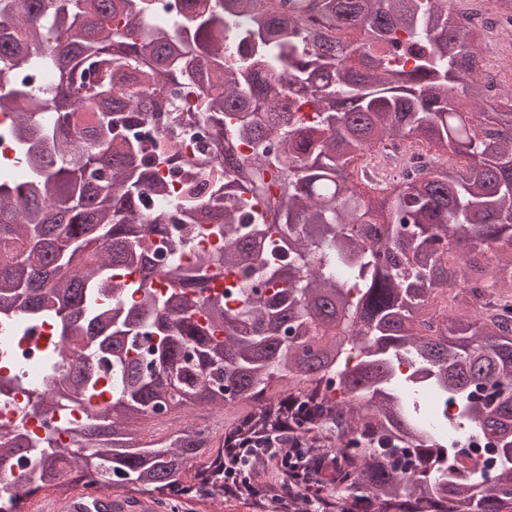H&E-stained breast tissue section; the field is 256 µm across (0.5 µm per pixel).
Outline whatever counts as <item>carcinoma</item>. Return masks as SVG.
<instances>
[{
  "label": "carcinoma",
  "mask_w": 512,
  "mask_h": 512,
  "mask_svg": "<svg viewBox=\"0 0 512 512\" xmlns=\"http://www.w3.org/2000/svg\"><path fill=\"white\" fill-rule=\"evenodd\" d=\"M266 2L184 0L173 31L145 28L152 0H0V109L15 115L25 170L0 182V316L54 313L112 356L118 384L71 447L1 434L0 465L30 464L26 495L80 484L302 512L283 489L324 459L311 487L322 512H512V91L481 111L493 85L469 16L447 0H315L321 31ZM493 2L486 33L512 16V0ZM36 66L50 88L11 84V69ZM171 83L196 89L171 111L203 114L216 150L175 153L155 103ZM146 121L162 128L149 147L132 132ZM407 138L467 163L361 197L352 159ZM242 143L252 156L235 163ZM163 159L209 169V193L186 183L179 210L220 246L160 270L147 240L165 219L142 222L141 203L166 185ZM221 266L258 279L238 307L212 292ZM130 269L138 280L118 279ZM145 323L151 347L133 355ZM67 357L63 389L30 414L97 392L95 357ZM239 403L219 437L188 420L144 425L159 408ZM474 431L497 451L491 473L450 452Z\"/></svg>",
  "instance_id": "1"
}]
</instances>
